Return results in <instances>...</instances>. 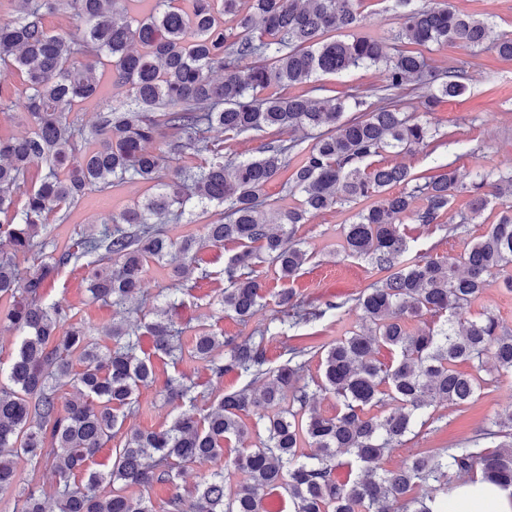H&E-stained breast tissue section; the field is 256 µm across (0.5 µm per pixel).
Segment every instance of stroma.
Returning a JSON list of instances; mask_svg holds the SVG:
<instances>
[{"label":"stroma","mask_w":512,"mask_h":512,"mask_svg":"<svg viewBox=\"0 0 512 512\" xmlns=\"http://www.w3.org/2000/svg\"><path fill=\"white\" fill-rule=\"evenodd\" d=\"M449 2L459 12L488 15L496 34L512 36V0ZM360 9L365 16L363 32L387 38L399 30L402 9L396 0H362ZM427 56L431 65L440 71L465 67L469 75L468 89L464 95L447 100L430 112L422 111L419 103L420 96L428 92L427 86L406 92L402 99L404 111L418 121L439 128L444 143L438 147L428 146L411 155L387 156V163L404 164L414 173L424 170L434 175L451 172L464 183L469 182L476 169L512 166V61L501 59L492 49L474 54L449 44L433 46ZM381 80L378 68H359L344 75L322 76L313 86L296 85L290 87L289 92L306 94L314 88L322 97L365 94L380 85ZM145 194V186L139 183L90 191L68 209L66 218L50 217L46 229L48 237L60 247L70 244L80 228L108 221L112 214L142 199ZM353 213V208L348 206L326 211L302 225L295 235L309 255L307 264L293 283L295 290L309 304L321 306L335 302L342 306L340 315L305 326V333L316 336L321 343L360 328L362 320L353 299L380 278L368 260L345 256L341 250L342 227L350 223ZM485 230V225L473 224L468 234L451 236L440 230H428L410 218L404 219L401 226L410 255L442 262L457 258ZM236 250V244L227 243L199 253V264L207 270L208 276L186 289L181 296V305L172 312L186 336H193L200 324L214 322L225 335L241 339L251 335L256 323H268L276 317L277 308L271 302L259 311L253 323L245 324L236 318L221 316L216 296L225 286V262ZM44 295L50 299H66L96 330H103L112 323V306L90 300L83 271L78 267L67 266L48 280ZM485 311L495 314L504 330L512 331V290L495 275L489 277L484 292L468 307L467 314L474 318ZM181 375L199 382L207 381L209 377L203 365L190 358L175 364L157 363L155 383L140 391L136 425L152 430L170 425L179 408L177 402L168 399L165 384L167 378ZM480 375L486 384L465 410L459 411L447 404L437 407L436 421L416 427L412 440L385 453L378 462L379 469H397L407 455L415 451L434 454L466 444L488 427L491 416L512 411V376L500 374L490 360L486 361Z\"/></svg>","instance_id":"stroma-1"}]
</instances>
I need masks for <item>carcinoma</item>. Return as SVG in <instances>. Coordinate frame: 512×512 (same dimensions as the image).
Instances as JSON below:
<instances>
[{
  "instance_id": "carcinoma-1",
  "label": "carcinoma",
  "mask_w": 512,
  "mask_h": 512,
  "mask_svg": "<svg viewBox=\"0 0 512 512\" xmlns=\"http://www.w3.org/2000/svg\"><path fill=\"white\" fill-rule=\"evenodd\" d=\"M117 2L17 0V15L0 18V109L18 110L30 125L23 135L0 137V325L21 336L15 356L0 366V493L12 490L21 461L34 471L46 464L56 476L51 494L37 484L19 493L14 512H48L50 502L53 512H264L276 489L288 495L290 512H442L444 497L465 476L479 472L512 489L511 412L490 419L497 430L487 432L493 442L485 448L413 452L395 471L377 467L425 423V410L473 401L479 379L459 364L489 354L497 370L512 375V333L490 312L464 317L492 274L512 288V168L480 169L466 185L449 174L414 176L404 165L370 164L384 153L412 154L437 136L399 108L409 83H434L421 97L425 112L467 90V72H436L424 48L490 44L511 61L512 37L493 35L487 17L412 0H398L403 23L391 42L355 33L363 26L359 0H191L188 10L182 0H158L161 10L131 22ZM48 12L69 13L75 25L53 34L43 22ZM225 16L235 19V32L224 29ZM336 30L354 35L329 38ZM104 57L130 101L98 113L86 130L71 111L98 94ZM378 65L383 82L368 98L282 94L321 74ZM15 75L19 88L12 87ZM252 131L268 137L259 155L224 154V140ZM299 132L311 133L309 146ZM186 154L198 162L170 165ZM288 169L285 186L300 199L274 214L263 190ZM129 181L155 192L81 228L65 249L50 247L49 215L88 191ZM411 182L410 191L391 192ZM460 194L469 196V214L455 223L450 212ZM368 200L344 225L341 249L384 277L355 299L362 328L320 346V376L305 374L302 358L314 352L308 337L288 331L341 305L306 308L292 288L274 295L283 314L277 330L259 326L240 340L201 324L192 346L183 347L168 313L198 270L199 251L238 246L224 266L220 305L247 322L265 306L257 264L267 261L278 279L294 280L308 261L292 242L297 226ZM189 204L214 207L219 219L198 238L170 239L163 219L182 217ZM489 208L497 209L494 221L456 261L408 255L404 217L454 232ZM21 257L29 262L23 269ZM174 260L165 305L142 312L146 269ZM71 264L84 270L92 301L134 318L112 320L101 340L65 300H46V282ZM426 315L434 317L429 326L408 328ZM145 337L151 354L142 348ZM274 341L288 359L268 369L266 346ZM381 347L395 352L392 364L375 360ZM185 353L205 364L210 386L229 372L248 382L202 408L197 382L170 378L167 395L186 409L162 430L133 424L140 390L156 379L153 358L175 364ZM318 390L336 398V415L310 405ZM378 406L381 414L367 415ZM115 438L111 468L91 469ZM202 462L214 469L190 499L175 493L157 507L134 492L172 484ZM344 464L356 471L351 481L337 477ZM78 475L86 481L71 482Z\"/></svg>"
}]
</instances>
